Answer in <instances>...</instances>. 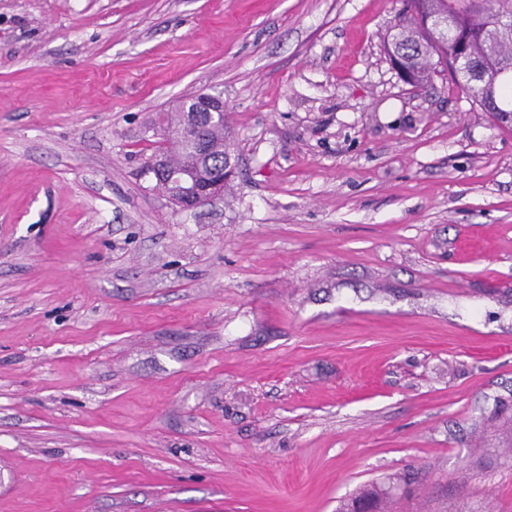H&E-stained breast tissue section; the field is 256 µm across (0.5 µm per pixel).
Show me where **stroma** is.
<instances>
[{"instance_id":"35a3bbf8","label":"stroma","mask_w":512,"mask_h":512,"mask_svg":"<svg viewBox=\"0 0 512 512\" xmlns=\"http://www.w3.org/2000/svg\"><path fill=\"white\" fill-rule=\"evenodd\" d=\"M402 0H0V512H512V130ZM223 92L233 187L143 172Z\"/></svg>"}]
</instances>
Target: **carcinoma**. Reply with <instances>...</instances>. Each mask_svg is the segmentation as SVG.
Here are the masks:
<instances>
[{
    "instance_id": "obj_1",
    "label": "carcinoma",
    "mask_w": 512,
    "mask_h": 512,
    "mask_svg": "<svg viewBox=\"0 0 512 512\" xmlns=\"http://www.w3.org/2000/svg\"><path fill=\"white\" fill-rule=\"evenodd\" d=\"M387 42L395 46L408 84L422 86L447 71L481 111L508 125L503 113H512V0H404ZM477 64L483 73L472 77L469 71ZM493 85L497 93L491 105L488 91ZM191 106L188 100L165 111L172 131L183 127ZM199 122L200 134L209 144L202 163L222 176L229 153L226 125L210 123L203 115ZM156 153L168 155L181 169L191 156L190 139L164 137Z\"/></svg>"
}]
</instances>
